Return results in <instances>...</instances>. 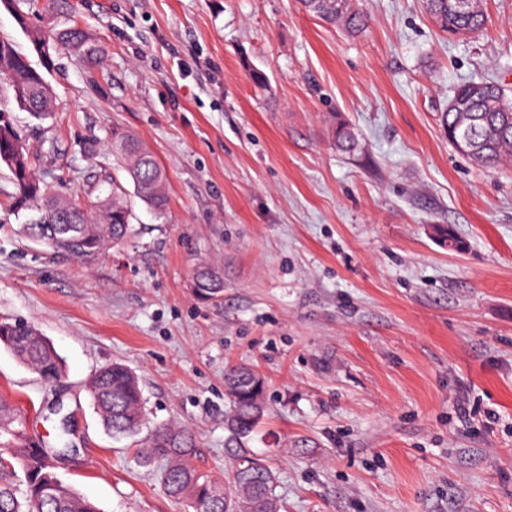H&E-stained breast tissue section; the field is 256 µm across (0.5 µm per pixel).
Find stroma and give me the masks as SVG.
Instances as JSON below:
<instances>
[{
	"mask_svg": "<svg viewBox=\"0 0 512 512\" xmlns=\"http://www.w3.org/2000/svg\"><path fill=\"white\" fill-rule=\"evenodd\" d=\"M70 2L97 61L55 53L45 121L1 79L0 108L29 151L57 139L50 191L82 200L116 174L117 125L155 154L169 203L158 218L135 201L133 236L85 267L24 236L0 168V321L65 362L47 384L0 345V398L31 438L68 445L60 479L100 512H192L142 450L177 425L192 465L229 481L224 373L247 364L267 399L251 448L281 512H512V166L472 163L441 120L462 82L512 93V0H484L466 38L422 0H356V35L297 0ZM202 264L224 273L208 301ZM113 362L146 418L119 439L88 392Z\"/></svg>",
	"mask_w": 512,
	"mask_h": 512,
	"instance_id": "stroma-1",
	"label": "stroma"
}]
</instances>
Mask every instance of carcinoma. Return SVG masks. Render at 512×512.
Masks as SVG:
<instances>
[{
	"label": "carcinoma",
	"instance_id": "carcinoma-1",
	"mask_svg": "<svg viewBox=\"0 0 512 512\" xmlns=\"http://www.w3.org/2000/svg\"><path fill=\"white\" fill-rule=\"evenodd\" d=\"M305 10L323 22L354 32L366 19L352 0H300ZM424 0L435 24L444 32L459 36L476 34L487 17L482 0ZM52 26L43 31L23 27L31 44L48 43L60 49L92 57L98 46L92 35L72 23L69 0H50ZM0 77L7 80L19 107L43 119L52 112V90L43 74L18 53L13 44L0 40ZM448 140L466 147V156L485 167H499L512 161V98L494 81H468L455 87L445 112ZM336 147L350 152L356 147L353 130L339 124L333 132ZM57 141L30 156L17 135L12 117L0 109V165L6 166L16 188L13 211L16 216L31 211L38 224L23 223L34 241L54 252L91 264L109 249L122 244L131 234L132 203L126 187L116 177L92 183L87 203L52 195L34 164L55 154ZM112 155L121 159L123 170L133 184L134 195L161 213L167 205L166 176L154 156L138 138L121 129H112ZM199 293L213 294L221 287L217 276L196 272ZM0 344L7 347L27 368L46 383L59 380L64 364L53 345L31 325L18 329L0 322ZM227 410L224 416L225 453L233 461L231 485L217 481L194 468L192 435L175 425L155 429L145 453L163 459L167 466L162 481L174 499L187 498L193 512H281V503L271 482L272 471L248 450L252 433L267 412L265 381L248 365L228 368L224 375ZM94 407L112 435L132 436L144 421L142 392L135 373L115 362L101 367L89 388ZM65 455L63 448H44L29 440L25 420L0 399V512H99L98 507L73 488L63 484L48 490L57 474L48 457ZM23 477H18L17 471Z\"/></svg>",
	"mask_w": 512,
	"mask_h": 512
}]
</instances>
